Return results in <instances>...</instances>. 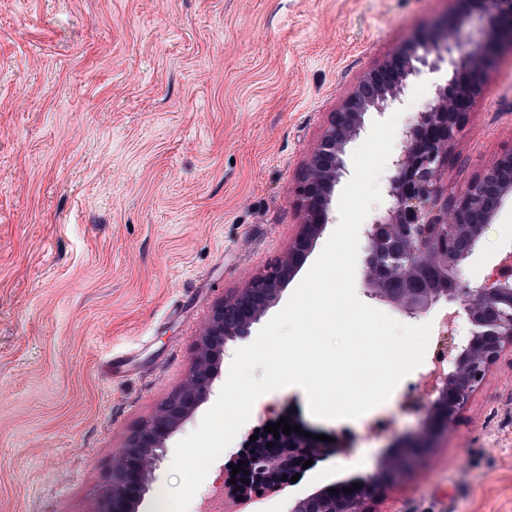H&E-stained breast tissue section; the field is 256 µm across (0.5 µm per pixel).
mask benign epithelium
I'll list each match as a JSON object with an SVG mask.
<instances>
[{
	"label": "benign epithelium",
	"instance_id": "benign-epithelium-1",
	"mask_svg": "<svg viewBox=\"0 0 512 512\" xmlns=\"http://www.w3.org/2000/svg\"><path fill=\"white\" fill-rule=\"evenodd\" d=\"M462 10L481 23L478 39L461 51L465 37L448 16L434 31L417 32L376 67L364 73L330 113L310 153L303 179L294 188L300 232L288 253L235 289L213 311L196 340L193 369L176 395L142 425L113 456L112 482L98 512H134L147 480L163 458L167 439L210 395L229 340L243 338L279 298L288 279L330 221L336 185L347 174L349 143L365 129V116L380 112L405 94L408 82L445 67L448 79L436 85L401 133L403 147L391 160L384 184L386 207L365 230V283L371 295L410 318L444 302L441 326L451 331L460 319L469 336L451 343L447 366L424 377L420 428L404 443L406 451L380 460L360 480L319 489L295 502L292 512H368L412 463L420 448L447 432L505 347L512 345V273L498 270L482 285L470 287L462 262L473 252L505 197L512 193V150L495 158L465 188L441 186L459 132L492 71L500 49L512 47V0H460ZM273 443L274 451L266 452ZM255 484H284L308 459L336 452L295 431L279 438L261 434L250 444ZM352 492H346V489Z\"/></svg>",
	"mask_w": 512,
	"mask_h": 512
}]
</instances>
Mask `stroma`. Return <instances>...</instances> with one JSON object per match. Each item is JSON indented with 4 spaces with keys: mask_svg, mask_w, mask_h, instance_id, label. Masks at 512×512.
Here are the masks:
<instances>
[{
    "mask_svg": "<svg viewBox=\"0 0 512 512\" xmlns=\"http://www.w3.org/2000/svg\"><path fill=\"white\" fill-rule=\"evenodd\" d=\"M457 0H0V512H97L112 459L189 375L195 341L233 289L288 251L292 187L357 79ZM445 73L413 79L405 127ZM512 148V51L459 133L450 188ZM340 222L332 213L273 318ZM512 254V196L463 263L480 285ZM420 371L355 419H320L305 391L260 396L232 445L292 413L334 439L253 512L368 477L421 416ZM167 442L138 512L178 486ZM217 457L188 512L232 473ZM370 512H512V347L454 427Z\"/></svg>",
    "mask_w": 512,
    "mask_h": 512,
    "instance_id": "obj_1",
    "label": "stroma"
}]
</instances>
